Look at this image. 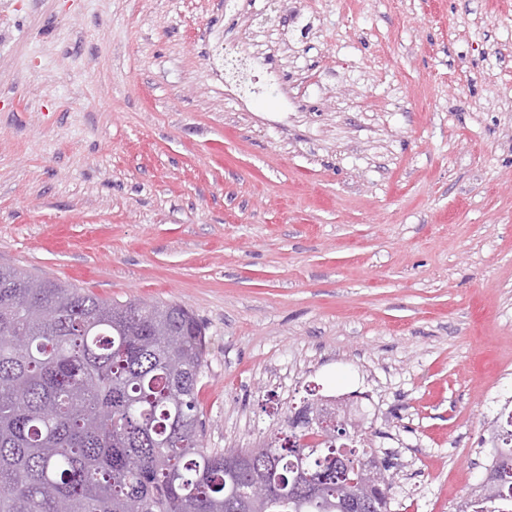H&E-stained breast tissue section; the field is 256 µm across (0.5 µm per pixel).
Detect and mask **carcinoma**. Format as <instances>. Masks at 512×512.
I'll return each instance as SVG.
<instances>
[{"label":"carcinoma","mask_w":512,"mask_h":512,"mask_svg":"<svg viewBox=\"0 0 512 512\" xmlns=\"http://www.w3.org/2000/svg\"><path fill=\"white\" fill-rule=\"evenodd\" d=\"M205 328L175 302L107 301L0 266V512H336L347 475L321 464L322 495L288 493L299 456L344 449L347 466L376 451L361 431L341 436L291 419L233 474L204 446L197 386ZM498 464L476 497L512 502V419L492 431ZM267 470L270 497L233 491Z\"/></svg>","instance_id":"cac0c4a2"}]
</instances>
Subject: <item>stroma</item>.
Returning a JSON list of instances; mask_svg holds the SVG:
<instances>
[{"instance_id": "stroma-1", "label": "stroma", "mask_w": 512, "mask_h": 512, "mask_svg": "<svg viewBox=\"0 0 512 512\" xmlns=\"http://www.w3.org/2000/svg\"><path fill=\"white\" fill-rule=\"evenodd\" d=\"M10 3L0 266L192 309L206 447L333 390L390 512H455L512 401V0Z\"/></svg>"}]
</instances>
